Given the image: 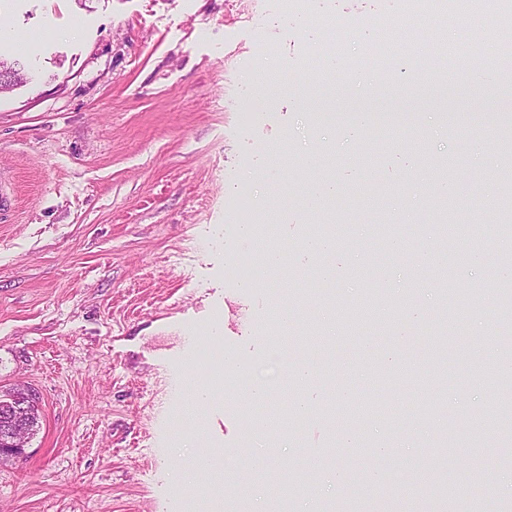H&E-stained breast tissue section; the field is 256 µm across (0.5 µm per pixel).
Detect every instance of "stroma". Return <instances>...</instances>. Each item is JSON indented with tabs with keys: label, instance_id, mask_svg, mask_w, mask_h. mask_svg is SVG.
I'll return each mask as SVG.
<instances>
[{
	"label": "stroma",
	"instance_id": "1",
	"mask_svg": "<svg viewBox=\"0 0 512 512\" xmlns=\"http://www.w3.org/2000/svg\"><path fill=\"white\" fill-rule=\"evenodd\" d=\"M305 24L289 0H0V45L22 80L0 91V175L15 198L0 216V391L40 395L39 427L23 457L0 462V512H273L278 484L298 481L289 512L347 496L365 512H512V416L497 395L512 376L500 358L512 281L497 226L512 182V97L476 90L502 63L451 65L448 91L416 95L410 79L460 24L433 17L398 30L384 72L380 27L402 0H310ZM264 100L242 115V94ZM494 114H486L488 104ZM391 116L394 138L358 134L346 112ZM318 183L334 193L316 195ZM251 206L229 208L237 187ZM445 191L464 225L461 260L438 252ZM331 224L335 251L307 253L305 230ZM393 224L404 258L380 262L377 224ZM240 224L258 239L236 236ZM285 265L264 266V246ZM256 284L228 274L237 253ZM477 299L445 317L437 266ZM379 300L359 326L341 307ZM285 307L318 330L280 331ZM448 336L451 377L433 371V335ZM218 342L241 365L269 363L270 403L311 409L297 426L266 420L249 377L193 409L195 369ZM310 378L292 381L295 365ZM388 403L387 424L332 421L357 402ZM447 457V494L428 477L372 486L374 472Z\"/></svg>",
	"mask_w": 512,
	"mask_h": 512
}]
</instances>
